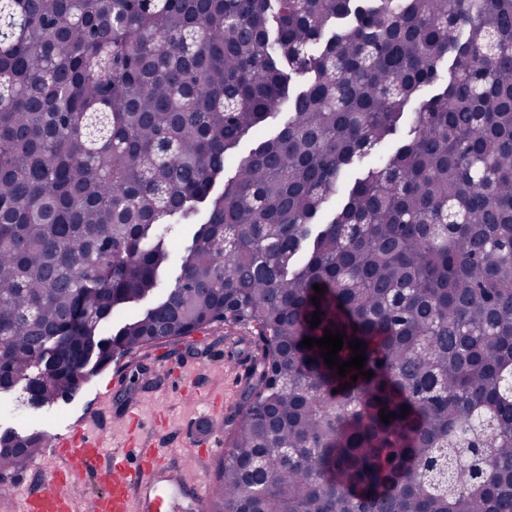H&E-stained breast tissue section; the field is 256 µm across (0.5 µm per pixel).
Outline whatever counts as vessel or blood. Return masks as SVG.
<instances>
[{
  "mask_svg": "<svg viewBox=\"0 0 512 512\" xmlns=\"http://www.w3.org/2000/svg\"><path fill=\"white\" fill-rule=\"evenodd\" d=\"M47 454L63 460L64 466L37 491L26 494L21 512H78L72 499L59 487L95 473L105 490L93 498L88 512H175L177 504L169 500L160 482L165 473H173L175 488H201L198 477L183 468L171 467L163 458L137 448L135 462H103L98 440L83 425H75L69 434H52L46 440Z\"/></svg>",
  "mask_w": 512,
  "mask_h": 512,
  "instance_id": "b4317fda",
  "label": "vessel or blood"
}]
</instances>
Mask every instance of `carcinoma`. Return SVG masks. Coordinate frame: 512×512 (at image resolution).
Wrapping results in <instances>:
<instances>
[{
    "mask_svg": "<svg viewBox=\"0 0 512 512\" xmlns=\"http://www.w3.org/2000/svg\"><path fill=\"white\" fill-rule=\"evenodd\" d=\"M4 73L5 385L48 405L86 357L251 325L211 512H512V0H0ZM327 330L366 343L371 378L301 346ZM44 446L0 434V470ZM284 120V115L281 114L275 118H270L264 126L257 130L250 131L240 142L236 151L239 156L246 155L251 148L257 143V141L261 138H265L273 135L280 124Z\"/></svg>",
    "mask_w": 512,
    "mask_h": 512,
    "instance_id": "obj_1",
    "label": "carcinoma"
}]
</instances>
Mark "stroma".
<instances>
[{
    "instance_id": "1",
    "label": "stroma",
    "mask_w": 512,
    "mask_h": 512,
    "mask_svg": "<svg viewBox=\"0 0 512 512\" xmlns=\"http://www.w3.org/2000/svg\"><path fill=\"white\" fill-rule=\"evenodd\" d=\"M256 353L251 328L233 325L117 356L49 406H30L20 383L0 394V432L64 433L80 419L110 456L128 453L129 436L137 434L146 447L200 476L203 490L184 494L183 512H208L224 432L238 415ZM132 404L140 415L134 432L124 417ZM60 466L41 454L0 477V512H20L27 491Z\"/></svg>"
}]
</instances>
